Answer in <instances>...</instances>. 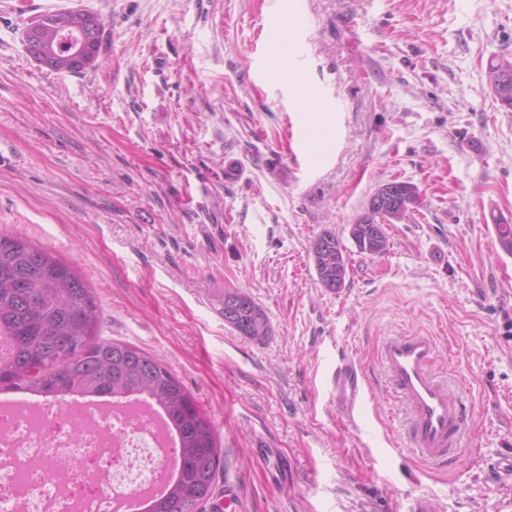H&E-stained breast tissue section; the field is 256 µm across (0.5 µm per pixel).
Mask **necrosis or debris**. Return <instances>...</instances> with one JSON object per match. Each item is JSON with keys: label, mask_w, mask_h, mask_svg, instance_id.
Segmentation results:
<instances>
[{"label": "necrosis or debris", "mask_w": 512, "mask_h": 512, "mask_svg": "<svg viewBox=\"0 0 512 512\" xmlns=\"http://www.w3.org/2000/svg\"><path fill=\"white\" fill-rule=\"evenodd\" d=\"M172 452L133 405L0 402V512H121L167 483Z\"/></svg>", "instance_id": "1"}]
</instances>
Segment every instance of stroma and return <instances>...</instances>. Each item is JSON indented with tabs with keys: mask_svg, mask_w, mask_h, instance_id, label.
Wrapping results in <instances>:
<instances>
[{
	"mask_svg": "<svg viewBox=\"0 0 512 512\" xmlns=\"http://www.w3.org/2000/svg\"><path fill=\"white\" fill-rule=\"evenodd\" d=\"M274 0H0V230L48 249L95 291L102 338L158 358L218 430L234 512H512V111L487 83L512 60V0H298L300 64L266 71ZM103 22L93 69L40 67L23 32L47 11ZM330 105L324 159L305 168L300 92ZM419 200L359 253L350 226L378 184ZM332 232L343 288L311 246ZM249 293L272 332L217 312ZM435 336V368L462 396L452 462L407 448L378 349ZM362 371L363 415L330 385ZM504 68H508L511 72L510 82L506 89L499 91L497 90L498 84H495V81L497 79V73ZM487 80L492 93L496 101L500 103V106L507 110L512 109V61L507 58H500L495 62L492 61L488 67ZM324 235H326L324 237ZM329 235V236H328ZM335 240L334 246L331 248V237ZM324 238V244L322 249L326 252L327 249H330L327 254H322L318 264L317 262L318 254L317 251L321 242ZM312 253L313 260L315 263V267L317 270L318 278L323 287H327V284L336 285V289L328 288L331 291H336L341 288L340 283L336 281V278L342 279V286L345 283V279L347 276L348 270V258L346 256V250L343 248L341 242L338 240L335 234L331 232H324L319 235L312 244ZM238 296L243 297L244 302L242 304L241 298H236ZM224 297L230 298L224 300ZM222 301H224V311H221L220 316L223 317V313L226 321H231V318H233L232 312L241 304L235 312V323H227L239 335L260 343L270 335L271 327L267 314L249 294L236 288H227L224 289V294L219 300L220 303Z\"/></svg>",
	"mask_w": 512,
	"mask_h": 512,
	"instance_id": "35a3bbf8",
	"label": "stroma"
}]
</instances>
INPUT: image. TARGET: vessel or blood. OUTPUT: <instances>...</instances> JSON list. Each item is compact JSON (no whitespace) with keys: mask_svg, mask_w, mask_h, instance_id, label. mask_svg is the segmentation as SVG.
Segmentation results:
<instances>
[{"mask_svg":"<svg viewBox=\"0 0 512 512\" xmlns=\"http://www.w3.org/2000/svg\"><path fill=\"white\" fill-rule=\"evenodd\" d=\"M434 336L409 332L383 340L379 358L394 398L409 413L407 443L422 458L449 462L455 455L465 418V407L432 370ZM333 389L351 406L364 398L357 367L345 363L331 378Z\"/></svg>","mask_w":512,"mask_h":512,"instance_id":"vessel-or-blood-1","label":"vessel or blood"}]
</instances>
